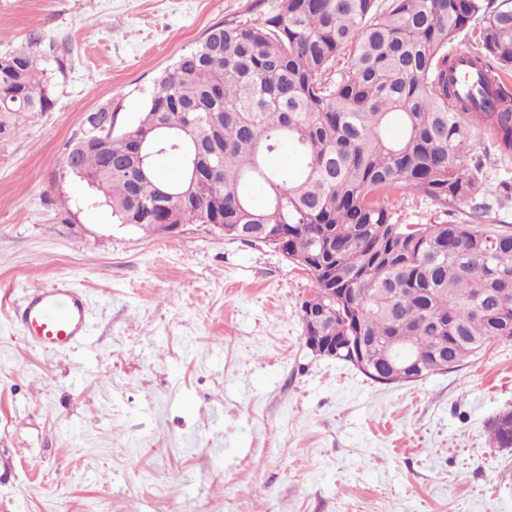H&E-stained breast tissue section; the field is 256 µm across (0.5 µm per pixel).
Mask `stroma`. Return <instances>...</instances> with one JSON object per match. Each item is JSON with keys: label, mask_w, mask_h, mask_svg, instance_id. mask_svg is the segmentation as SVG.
I'll return each instance as SVG.
<instances>
[{"label": "stroma", "mask_w": 512, "mask_h": 512, "mask_svg": "<svg viewBox=\"0 0 512 512\" xmlns=\"http://www.w3.org/2000/svg\"><path fill=\"white\" fill-rule=\"evenodd\" d=\"M279 0H0V55H40L54 104L0 138V512H512V338L392 385L306 347L312 281L204 224H123L65 157L100 107L135 126L155 79L221 22ZM487 218L512 224V155L475 132ZM398 224L471 223L412 189ZM81 289L91 334L45 352L9 304ZM489 431L498 448H512V411L499 414L490 424Z\"/></svg>", "instance_id": "stroma-1"}]
</instances>
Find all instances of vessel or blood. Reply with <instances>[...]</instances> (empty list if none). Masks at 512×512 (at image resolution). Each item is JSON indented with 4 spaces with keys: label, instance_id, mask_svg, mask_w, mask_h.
Here are the masks:
<instances>
[{
    "label": "vessel or blood",
    "instance_id": "obj_1",
    "mask_svg": "<svg viewBox=\"0 0 512 512\" xmlns=\"http://www.w3.org/2000/svg\"><path fill=\"white\" fill-rule=\"evenodd\" d=\"M26 340L45 351H67L81 344L89 331L84 296L70 288H36L14 309Z\"/></svg>",
    "mask_w": 512,
    "mask_h": 512
}]
</instances>
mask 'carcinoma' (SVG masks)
<instances>
[{
    "label": "carcinoma",
    "instance_id": "obj_1",
    "mask_svg": "<svg viewBox=\"0 0 512 512\" xmlns=\"http://www.w3.org/2000/svg\"><path fill=\"white\" fill-rule=\"evenodd\" d=\"M473 23L479 39L464 52L482 83L466 96L448 44ZM511 71L509 0H389L385 9L377 0H280L260 23L211 26L155 80L137 125L89 135L65 164L122 224L279 235L275 244L309 272L310 296H344L325 302L328 335L363 337L385 380L406 382L387 365L393 344L445 357L452 369L512 338V230L410 231L390 212L403 186L484 217L479 166L464 160L475 129L512 153ZM50 87L33 54L0 56V137L19 131L22 114L48 111ZM480 103L491 108L477 112ZM139 142L154 158L178 155L177 174L162 182L154 164L138 169ZM283 144L296 166L269 167ZM489 431L496 447L512 448V411Z\"/></svg>",
    "mask_w": 512,
    "mask_h": 512
}]
</instances>
